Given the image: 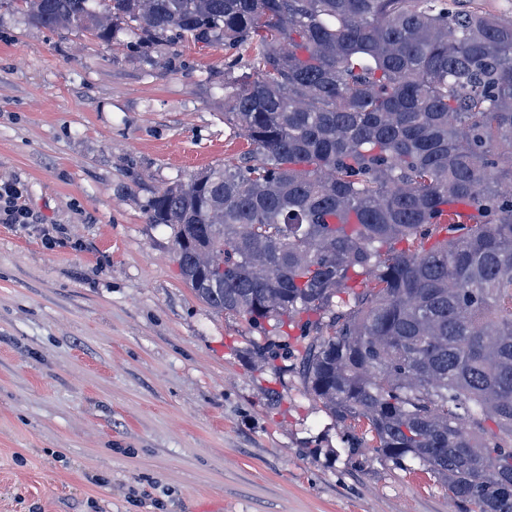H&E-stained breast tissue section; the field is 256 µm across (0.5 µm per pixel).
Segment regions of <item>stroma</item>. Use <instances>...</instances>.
<instances>
[{
    "label": "stroma",
    "mask_w": 512,
    "mask_h": 512,
    "mask_svg": "<svg viewBox=\"0 0 512 512\" xmlns=\"http://www.w3.org/2000/svg\"><path fill=\"white\" fill-rule=\"evenodd\" d=\"M0 0V512H463L432 474L344 430L261 336L182 281L167 186L238 158L211 45L128 49ZM22 187L18 181H0V223L30 224L34 218L27 209L19 205Z\"/></svg>",
    "instance_id": "stroma-1"
}]
</instances>
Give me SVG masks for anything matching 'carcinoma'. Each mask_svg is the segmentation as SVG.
Instances as JSON below:
<instances>
[{
	"label": "carcinoma",
	"mask_w": 512,
	"mask_h": 512,
	"mask_svg": "<svg viewBox=\"0 0 512 512\" xmlns=\"http://www.w3.org/2000/svg\"><path fill=\"white\" fill-rule=\"evenodd\" d=\"M103 42L252 52L249 149L158 192L180 275L356 445L512 512V19L478 0H17ZM472 210L461 224L450 208ZM447 236L423 248L440 226Z\"/></svg>",
	"instance_id": "1"
}]
</instances>
